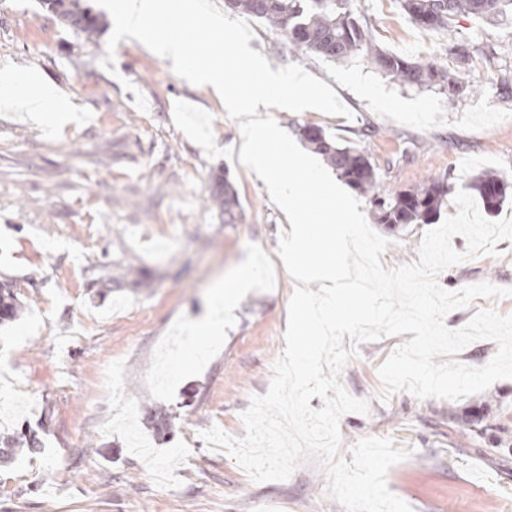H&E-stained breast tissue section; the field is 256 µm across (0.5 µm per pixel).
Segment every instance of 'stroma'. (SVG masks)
Returning <instances> with one entry per match:
<instances>
[{
	"label": "stroma",
	"mask_w": 512,
	"mask_h": 512,
	"mask_svg": "<svg viewBox=\"0 0 512 512\" xmlns=\"http://www.w3.org/2000/svg\"><path fill=\"white\" fill-rule=\"evenodd\" d=\"M381 48L438 59L478 87L456 105L436 89L393 82L364 59L298 56L285 36L251 19L250 46L271 68L301 65L328 84L349 116L266 109L286 132L312 123L365 151L384 188L428 177L468 189L493 171L512 182V18H462L424 30L399 0H352ZM111 28L87 37L36 0H0V79L26 73L54 84L68 112L42 119L0 105V280L23 307L0 326V433L39 428L44 448L0 462V512H345L325 473L301 465L285 481H252L202 430L241 437L251 396L266 394L285 348L295 283L278 255L286 214L239 161L240 125L205 89L135 41L103 68ZM463 39L492 46L488 63L448 53ZM228 168L242 221L205 201L213 168ZM375 230L390 241L384 267L416 261L428 227ZM445 270L454 291L482 281L512 287V242ZM252 261L256 276L225 319L219 345L194 361L174 347L205 315L214 287ZM409 334L365 342L340 374L366 415L340 419L343 446L388 438L409 449L390 491L411 512H512V379L458 401L385 395L379 368ZM162 409L158 434L148 408ZM505 424L506 467L487 464L485 440L459 439L449 414Z\"/></svg>",
	"instance_id": "35a3bbf8"
}]
</instances>
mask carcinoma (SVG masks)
Segmentation results:
<instances>
[{
	"mask_svg": "<svg viewBox=\"0 0 512 512\" xmlns=\"http://www.w3.org/2000/svg\"><path fill=\"white\" fill-rule=\"evenodd\" d=\"M412 22L429 30H449L461 16L484 18L512 13V0H400ZM42 9L52 13L62 24L92 36L99 30V20L91 10L81 8L76 0H39ZM227 6L243 15L264 20L270 29L284 35L292 52L318 56L332 62L362 57L376 70L403 86L437 88L445 93L448 104L476 90L470 82L448 72L436 60L413 61L376 47L369 30L355 15L350 0H227ZM300 138L321 155L336 175L351 188L371 193L376 223L391 227L404 224H430L448 201L450 187L446 178H430L404 190H384L377 168L368 156L334 140L319 125L298 126ZM471 189L480 197L487 213L494 214L507 199L508 182L495 173L474 177ZM208 205L220 213L224 223L241 220L238 193L226 169L219 167L209 177ZM11 283L0 281V324L17 314L16 296ZM457 432L464 439L483 438L493 426L484 424L480 414L458 419L448 413ZM42 448L37 434L0 436V460L14 458L23 451Z\"/></svg>",
	"mask_w": 512,
	"mask_h": 512,
	"instance_id": "1",
	"label": "carcinoma"
}]
</instances>
